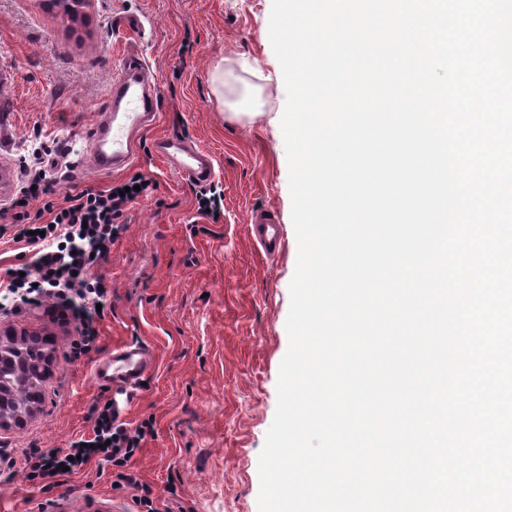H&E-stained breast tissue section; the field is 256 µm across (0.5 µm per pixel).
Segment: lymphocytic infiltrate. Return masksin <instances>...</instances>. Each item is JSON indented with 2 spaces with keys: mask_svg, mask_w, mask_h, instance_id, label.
I'll return each mask as SVG.
<instances>
[{
  "mask_svg": "<svg viewBox=\"0 0 512 512\" xmlns=\"http://www.w3.org/2000/svg\"><path fill=\"white\" fill-rule=\"evenodd\" d=\"M79 161L67 140L35 133L20 157L18 189L0 204V239L7 237L33 250L32 260L9 269L8 290L23 303L34 304L44 296L64 301L80 323V340L72 350L76 359L94 350L104 318L97 305L107 292V281L92 270L119 241L126 229L125 215L141 197L137 187L146 180L143 173H134L128 179L129 192L122 196L108 186L59 197V185L69 180ZM91 417V434L73 441L69 454L29 449V480L60 475L70 456L85 461L97 456L118 467L119 481L139 486L127 464L151 434L150 425L127 430L116 424L115 412L104 403L92 408Z\"/></svg>",
  "mask_w": 512,
  "mask_h": 512,
  "instance_id": "lymphocytic-infiltrate-1",
  "label": "lymphocytic infiltrate"
}]
</instances>
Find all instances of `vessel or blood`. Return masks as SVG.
<instances>
[{
  "label": "vessel or blood",
  "instance_id": "b4317fda",
  "mask_svg": "<svg viewBox=\"0 0 512 512\" xmlns=\"http://www.w3.org/2000/svg\"><path fill=\"white\" fill-rule=\"evenodd\" d=\"M161 89L140 51L123 56L112 76L109 96L101 118L86 143L87 159L102 173L124 168L139 154L141 132L156 120ZM155 155L162 158L177 176L198 183L214 176V158L195 143L179 138H156ZM249 233L260 252L273 257L282 246L281 227L276 213L268 208L255 211ZM152 363L150 353L139 343L130 342L112 349L91 370L96 384L136 387Z\"/></svg>",
  "mask_w": 512,
  "mask_h": 512
}]
</instances>
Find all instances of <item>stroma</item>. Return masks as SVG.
<instances>
[{
    "instance_id": "35a3bbf8",
    "label": "stroma",
    "mask_w": 512,
    "mask_h": 512,
    "mask_svg": "<svg viewBox=\"0 0 512 512\" xmlns=\"http://www.w3.org/2000/svg\"><path fill=\"white\" fill-rule=\"evenodd\" d=\"M272 0H92L71 18L54 0H0V162L18 168L34 130L78 139L105 103L112 73L132 43L161 87L159 118L142 136L133 169L99 174L79 164L61 194L121 184L131 170L154 182L127 213L128 228L98 270L108 281L98 355L137 342L152 367L130 394L97 386L88 358L71 359L75 323L53 300L0 312V327L42 341L53 364L35 416L0 430L15 459L0 483V512H57V500L90 501L98 512H136L133 488L97 462L31 483L23 454L67 449L92 432L90 411L115 399L129 427L152 422L128 468L170 512H258V458L277 407L280 363L289 338V286L297 259L288 162L279 122L286 103L282 70L268 35ZM128 12L145 34L121 24ZM237 79L216 95L217 69ZM247 112L228 121L232 103ZM160 136L182 137L213 154L224 197L219 223L197 213V183L169 172L152 152ZM274 209L283 227L280 255L253 243L249 218Z\"/></svg>"
}]
</instances>
